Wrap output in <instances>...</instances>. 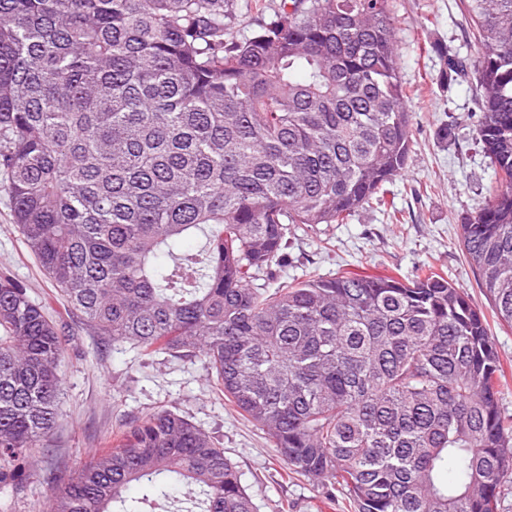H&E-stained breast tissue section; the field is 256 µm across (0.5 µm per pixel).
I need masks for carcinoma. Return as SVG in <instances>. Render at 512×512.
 <instances>
[{"label": "carcinoma", "instance_id": "1", "mask_svg": "<svg viewBox=\"0 0 512 512\" xmlns=\"http://www.w3.org/2000/svg\"><path fill=\"white\" fill-rule=\"evenodd\" d=\"M489 200L464 256L512 326V0H463ZM256 28L235 29L251 12ZM392 0H0V174L44 275L101 336L204 360L289 473L352 512H497L512 415L483 313L429 273L253 284L290 224H343L411 152ZM193 239L196 247L185 241ZM69 339L0 274V484L54 427ZM455 481H448V468ZM142 496L129 499L132 483ZM188 485L191 496L174 491ZM257 512L185 417L128 423L47 512Z\"/></svg>", "mask_w": 512, "mask_h": 512}]
</instances>
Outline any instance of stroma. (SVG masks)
Returning a JSON list of instances; mask_svg holds the SVG:
<instances>
[{"label":"stroma","mask_w":512,"mask_h":512,"mask_svg":"<svg viewBox=\"0 0 512 512\" xmlns=\"http://www.w3.org/2000/svg\"><path fill=\"white\" fill-rule=\"evenodd\" d=\"M401 77L413 114L406 168L385 186L384 200L344 224H292L288 260L278 279L353 272L411 278L425 269L468 293L484 313L503 376L499 404L512 415V326L499 323L460 245L464 217L485 202L493 180L476 141L481 94L475 78L445 75V58L475 62L478 47L462 0H393ZM0 177V274L25 284L70 342L61 364L58 418L29 464L32 475L0 485V512H45L58 489L98 449L112 447L126 420L165 409L209 432L244 475L258 512H351L339 493L286 475L270 440L211 389L201 361L140 356L128 344L97 336L69 307L29 255L11 219Z\"/></svg>","instance_id":"obj_1"}]
</instances>
